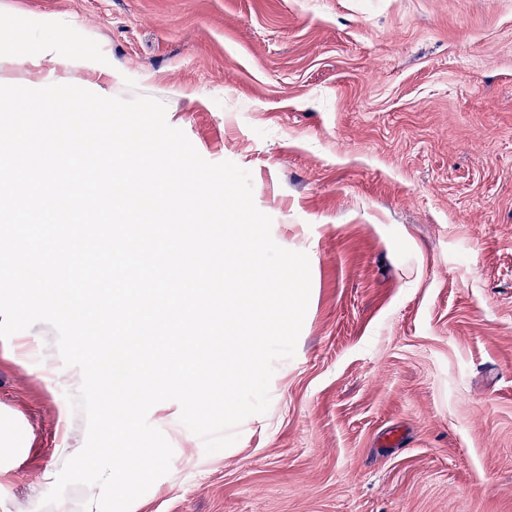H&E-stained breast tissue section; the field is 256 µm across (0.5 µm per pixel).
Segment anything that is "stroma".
<instances>
[{"instance_id":"obj_1","label":"stroma","mask_w":512,"mask_h":512,"mask_svg":"<svg viewBox=\"0 0 512 512\" xmlns=\"http://www.w3.org/2000/svg\"><path fill=\"white\" fill-rule=\"evenodd\" d=\"M32 17L114 76L0 84L162 101L310 262L268 411L209 454L156 404L170 471L130 512H512V0H0V28ZM56 339L0 340V512H39L86 441Z\"/></svg>"}]
</instances>
